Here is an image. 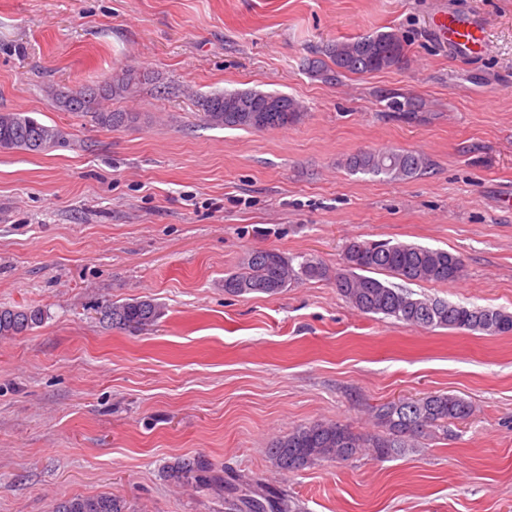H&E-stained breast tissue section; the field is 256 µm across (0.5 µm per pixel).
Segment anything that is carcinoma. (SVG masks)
<instances>
[{
  "mask_svg": "<svg viewBox=\"0 0 512 512\" xmlns=\"http://www.w3.org/2000/svg\"><path fill=\"white\" fill-rule=\"evenodd\" d=\"M406 62V43L395 31H382L353 39L328 42L307 62L314 78L335 80L345 74H364L400 67ZM148 75L122 67L112 82L55 93L59 107L88 117L102 128H120L138 119L135 112H106L102 102L112 97H132ZM204 120L213 127L252 131L284 128L300 120L304 106L296 99L258 91H225L198 100ZM67 141L57 125L39 122L25 112L0 113V151L41 153ZM355 174L401 181L423 174L426 158L416 152L389 149L360 151L347 159ZM345 269L336 273V288L358 311L383 315L422 329L444 328L482 332L490 336L512 334V312L465 306L444 299L421 297L411 289L375 277H390L416 284L452 283L463 272L461 256L443 249L416 244L353 241L345 249ZM326 268L314 259L296 263L276 249L254 250L242 266L224 278V292L275 295L299 279H323ZM102 316L112 326L140 330L153 324L160 308L150 299L112 303ZM44 320L35 306H0V336H15ZM471 405L447 393H429L410 401H390L376 407L374 419L382 432L361 435L334 423L300 425L273 440L267 457L283 473L299 471L316 462L347 460L359 454L384 458L401 453L411 442L449 421L469 416ZM165 477L177 484H195L224 499L232 512H300L288 494L272 495L261 486L236 487L214 471L202 456L177 457L164 467ZM53 512H127L126 503L114 495L71 496L59 499Z\"/></svg>",
  "mask_w": 512,
  "mask_h": 512,
  "instance_id": "carcinoma-1",
  "label": "carcinoma"
}]
</instances>
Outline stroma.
Here are the masks:
<instances>
[{"instance_id": "obj_1", "label": "stroma", "mask_w": 512, "mask_h": 512, "mask_svg": "<svg viewBox=\"0 0 512 512\" xmlns=\"http://www.w3.org/2000/svg\"><path fill=\"white\" fill-rule=\"evenodd\" d=\"M443 12L479 16L481 55L439 39ZM377 31L403 36L404 66L307 74L327 41ZM124 66L151 80L105 107L137 123L102 128L47 93ZM245 89L304 115L265 131L205 123L199 98ZM0 112L68 135L0 153V305L45 312L0 336V512L108 493L128 512H227L164 478L194 455L303 512H512V335L367 315L334 280L350 242L414 243L465 264L418 294L512 311V0H0ZM390 148L430 166L405 181L345 166ZM263 248L329 276L226 294ZM135 298L160 305L152 326L102 321ZM431 392L473 410L401 454L286 474L266 455L303 424L374 432L372 408Z\"/></svg>"}]
</instances>
